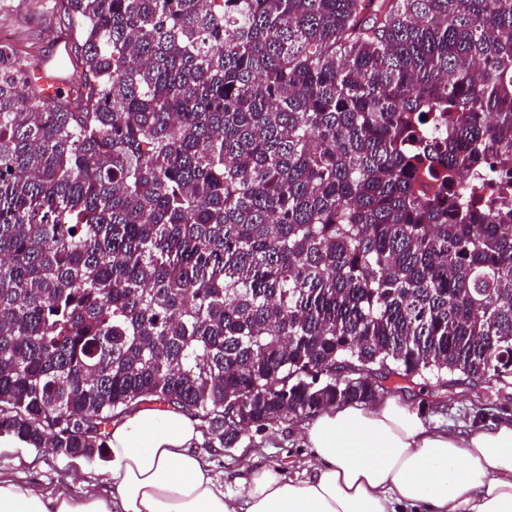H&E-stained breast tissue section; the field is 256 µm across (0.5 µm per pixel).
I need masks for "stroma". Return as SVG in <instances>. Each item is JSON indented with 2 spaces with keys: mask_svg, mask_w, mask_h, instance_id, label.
Returning <instances> with one entry per match:
<instances>
[{
  "mask_svg": "<svg viewBox=\"0 0 512 512\" xmlns=\"http://www.w3.org/2000/svg\"><path fill=\"white\" fill-rule=\"evenodd\" d=\"M78 39L62 0H11L0 8V44L28 57L33 64L56 58L63 46H76ZM402 401L417 407L424 423L467 434L474 429V415L482 404L492 403L486 422L512 421V398L498 395L493 384L436 387L415 385L400 392ZM307 419L298 418L264 430H251L233 448L222 447L199 436L193 452L209 463L213 476L225 486H234L245 459L274 464L289 477L309 474L311 452L304 446ZM0 477L31 482L45 491L79 494L110 490L109 475L101 461L73 460L42 450L16 447L0 450Z\"/></svg>",
  "mask_w": 512,
  "mask_h": 512,
  "instance_id": "stroma-1",
  "label": "stroma"
}]
</instances>
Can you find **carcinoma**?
I'll use <instances>...</instances> for the list:
<instances>
[{
  "label": "carcinoma",
  "mask_w": 512,
  "mask_h": 512,
  "mask_svg": "<svg viewBox=\"0 0 512 512\" xmlns=\"http://www.w3.org/2000/svg\"><path fill=\"white\" fill-rule=\"evenodd\" d=\"M67 2L66 106L0 45V434L512 388V182L459 190L512 155V0Z\"/></svg>",
  "instance_id": "carcinoma-1"
}]
</instances>
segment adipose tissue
<instances>
[{
	"mask_svg": "<svg viewBox=\"0 0 512 512\" xmlns=\"http://www.w3.org/2000/svg\"><path fill=\"white\" fill-rule=\"evenodd\" d=\"M196 421L171 408L113 422L112 490L73 497L0 478V512H512V423L460 436L389 398L340 404L307 430L311 476L246 466L224 488L190 454Z\"/></svg>",
	"mask_w": 512,
	"mask_h": 512,
	"instance_id": "obj_1",
	"label": "adipose tissue"
}]
</instances>
